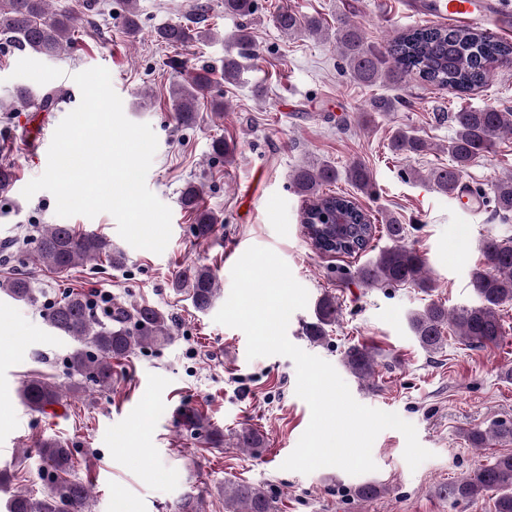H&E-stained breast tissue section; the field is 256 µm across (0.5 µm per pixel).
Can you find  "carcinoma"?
Returning a JSON list of instances; mask_svg holds the SVG:
<instances>
[{
  "instance_id": "obj_1",
  "label": "carcinoma",
  "mask_w": 512,
  "mask_h": 512,
  "mask_svg": "<svg viewBox=\"0 0 512 512\" xmlns=\"http://www.w3.org/2000/svg\"><path fill=\"white\" fill-rule=\"evenodd\" d=\"M126 30L135 36L140 31L136 0H125ZM209 5L195 3L187 22L170 23L154 29L157 41L170 48H180L196 39H212L207 29L196 25L206 19ZM256 12V0H224V13L241 18ZM79 17L68 10H54L50 0H0V35L4 40L33 55L58 56L73 44ZM273 26L284 35L307 32L332 38L346 73L363 86L378 83L400 85L408 77L451 90L466 93L479 88L492 76V66L512 59V42L499 39L477 29L454 26H421L408 28L389 39L381 47L369 44L361 27L354 21L340 18L334 32L324 28L321 19L300 17L282 9L272 15ZM252 43L248 26L241 25L233 37V48L224 54L220 79L227 84L243 80L242 59L248 56ZM214 72L200 66L189 73L187 81L171 91L172 118L178 127H191L198 120V105L213 82ZM49 111L67 98L58 88H45L34 94L22 85L16 89L11 106H26L33 99ZM400 104L395 97H376L369 101L370 112H392ZM453 135L448 139L451 164L432 169L428 181L440 193L452 195L462 175L489 153L504 135L512 136V110L460 108L450 114ZM389 148L398 155H419L427 142L411 131L400 129L391 137ZM345 176L357 189L367 192L372 186L369 168L356 160ZM339 172L328 162H312L299 166L289 174V180L305 205L301 223L315 248L323 253L358 254L368 249L381 231L391 245L356 271L358 280L368 286H407L429 292L433 279L428 275L426 259L406 243L408 228L396 219L377 226L371 216L351 197L329 194L323 187L336 182ZM494 214L503 220L512 218V176L500 177L491 185ZM199 189L190 182L181 193L183 209L193 217L192 236L207 241L215 233L219 218L210 210L199 207ZM343 207L353 224L362 226V235L349 245H336L324 240L315 228L320 215L330 208ZM484 258L473 268L470 285L477 304L458 309L430 302L414 311L408 325L419 346L428 353L443 349L447 334L453 333L461 344L472 348L496 346L505 336L499 308L512 304V240L492 236L480 241ZM126 255L112 246L106 236L80 231L70 224H45L37 230L30 253L20 263H32L51 273L64 275L77 266L96 267L106 264L113 268L125 266ZM172 288L187 295L193 307L203 312L219 297L216 276L205 265L186 268L172 282ZM0 292L14 301L35 304L40 295V283L25 273H11L0 279ZM339 305L336 297L324 294L315 303L311 319L302 326V334L313 344L323 342L336 324ZM46 322L55 331L74 343L63 377L42 375L25 379L20 388L23 404L33 413L44 414L47 408L64 405L71 398H89L112 390L114 365L130 358L136 351L162 345L172 340V320L161 309L146 304L126 307L112 305L110 312L99 316L80 292H72L51 306ZM345 369L360 382L375 374L374 351L364 345L351 344L342 353ZM182 424L188 428H203L200 410L187 405L181 412ZM466 441L474 448H486L492 441L512 440V420H494L487 427L463 430ZM265 446L262 433L242 428L233 435L232 447L258 452ZM36 455L45 465L41 480L43 497L17 489L12 492L7 512H85L93 499V490L75 474L74 454L57 438H45L38 443ZM224 495V512H276L274 498L262 487L226 480L219 487ZM436 495L457 508L492 494L494 512H512V452L501 454L488 463L474 464L461 478L440 484Z\"/></svg>"
}]
</instances>
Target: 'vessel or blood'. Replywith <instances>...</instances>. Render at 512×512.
Masks as SVG:
<instances>
[{
	"mask_svg": "<svg viewBox=\"0 0 512 512\" xmlns=\"http://www.w3.org/2000/svg\"><path fill=\"white\" fill-rule=\"evenodd\" d=\"M408 17L427 25L448 23L512 36V0H400ZM462 208L474 213L487 207V196L473 184L459 181L453 195Z\"/></svg>",
	"mask_w": 512,
	"mask_h": 512,
	"instance_id": "vessel-or-blood-1",
	"label": "vessel or blood"
}]
</instances>
